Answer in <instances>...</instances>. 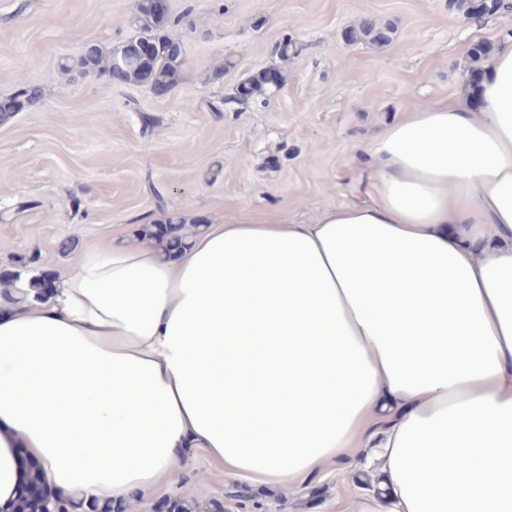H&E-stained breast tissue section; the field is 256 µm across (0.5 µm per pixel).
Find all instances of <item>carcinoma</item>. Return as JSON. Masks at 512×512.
<instances>
[{
	"mask_svg": "<svg viewBox=\"0 0 512 512\" xmlns=\"http://www.w3.org/2000/svg\"><path fill=\"white\" fill-rule=\"evenodd\" d=\"M192 9L179 14L168 12H153L143 5H138L133 17V26L136 34L129 41H150L153 44L154 56L148 62H144L132 55L122 54L119 47L104 49L97 45H88L76 57L67 58L61 63L64 73L78 76L83 79H98L107 74L123 84H140L144 81V69L151 71L154 82L168 88L174 87L177 73L182 69L185 58L181 50V43L172 38L168 28L186 27L192 28ZM361 39L369 40L377 44L389 41L388 30L379 27L366 20L359 28ZM270 71L266 70L257 76H251L242 81L244 89L241 101H256L266 95L268 88L272 87L269 78ZM37 88L31 87L15 95V97L0 102V124L9 123L17 114V105L21 100L29 103L37 100L35 93ZM184 225L170 222L167 229L156 232V225L146 224L142 228L144 237L162 244L165 238H170L168 248H179L185 244L188 235L183 233Z\"/></svg>",
	"mask_w": 512,
	"mask_h": 512,
	"instance_id": "cac0c4a2",
	"label": "carcinoma"
}]
</instances>
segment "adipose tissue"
<instances>
[{
    "label": "adipose tissue",
    "mask_w": 512,
    "mask_h": 512,
    "mask_svg": "<svg viewBox=\"0 0 512 512\" xmlns=\"http://www.w3.org/2000/svg\"><path fill=\"white\" fill-rule=\"evenodd\" d=\"M367 198L131 238L0 308V512L22 463L86 504L190 448L296 485L378 448L341 512H512V37L364 146Z\"/></svg>",
    "instance_id": "adipose-tissue-1"
}]
</instances>
